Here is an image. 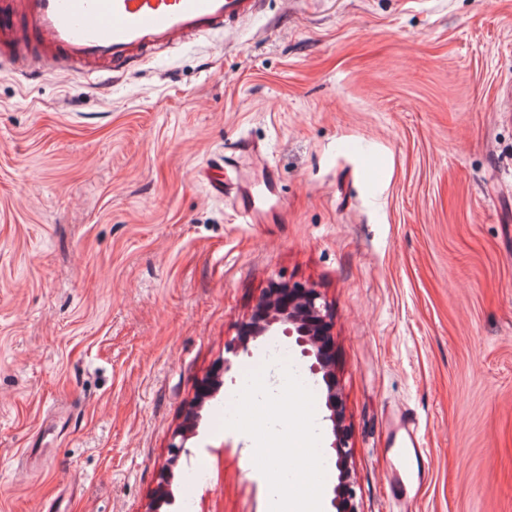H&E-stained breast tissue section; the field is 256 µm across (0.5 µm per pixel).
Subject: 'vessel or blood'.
Wrapping results in <instances>:
<instances>
[{"label": "vessel or blood", "mask_w": 512, "mask_h": 512, "mask_svg": "<svg viewBox=\"0 0 512 512\" xmlns=\"http://www.w3.org/2000/svg\"><path fill=\"white\" fill-rule=\"evenodd\" d=\"M259 0H0V49L21 47L13 60L24 77L50 70L79 72L91 63L130 70L149 51L206 37L257 14ZM408 437L399 468L389 474L402 492L422 449L416 424L397 414Z\"/></svg>", "instance_id": "1"}]
</instances>
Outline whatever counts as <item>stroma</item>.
Masks as SVG:
<instances>
[{"label": "stroma", "mask_w": 512, "mask_h": 512, "mask_svg": "<svg viewBox=\"0 0 512 512\" xmlns=\"http://www.w3.org/2000/svg\"><path fill=\"white\" fill-rule=\"evenodd\" d=\"M226 183L273 174L287 222ZM318 288L361 512H512V0H263L132 72L0 63V512H269L256 417L225 398L261 295ZM232 368H225V358ZM218 377L187 446L169 445ZM326 387L283 388L328 512ZM429 471L386 479L387 414ZM210 190L213 194L218 196H224L226 193L234 192L235 197L237 199L238 206L245 212L249 214L255 207V195L252 191V188L249 186H238V187H228L225 188L224 181L221 178L209 176L206 173ZM392 425L397 431H403L408 437L410 444L412 445V448H408L407 451L403 450L400 452L399 469L388 473L389 478L399 486L403 492L404 497H406L409 494V490L411 489V484L407 478V475L412 472L414 462L417 468V480L419 483L422 482V478L419 475L417 467V457L421 456L423 448L420 447V443L417 438L416 424L414 420L406 415L403 411H401L400 414H397L393 418ZM401 472L407 479H404Z\"/></svg>", "instance_id": "obj_1"}]
</instances>
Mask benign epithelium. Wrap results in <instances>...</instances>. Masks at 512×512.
Listing matches in <instances>:
<instances>
[{
	"mask_svg": "<svg viewBox=\"0 0 512 512\" xmlns=\"http://www.w3.org/2000/svg\"><path fill=\"white\" fill-rule=\"evenodd\" d=\"M294 296L288 302L281 300V289L274 288L260 301L263 316L250 324L253 336H284L294 340L302 357L311 361V373L322 375L327 388V408L330 415L333 440L330 448L336 456L339 483L331 500L335 512H359L356 492L349 484L348 460L351 456L348 435L342 429L338 413V392L335 373L323 348L326 318L330 311L322 302L321 292L314 287H289Z\"/></svg>",
	"mask_w": 512,
	"mask_h": 512,
	"instance_id": "7a95c632",
	"label": "benign epithelium"
}]
</instances>
